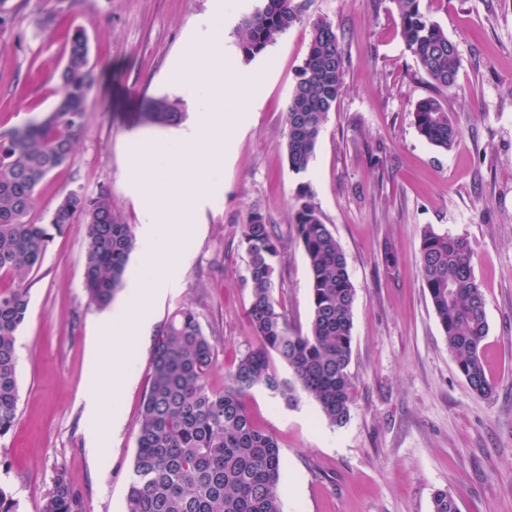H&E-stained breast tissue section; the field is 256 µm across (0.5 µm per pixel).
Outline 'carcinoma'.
<instances>
[{
	"mask_svg": "<svg viewBox=\"0 0 512 512\" xmlns=\"http://www.w3.org/2000/svg\"><path fill=\"white\" fill-rule=\"evenodd\" d=\"M394 2L406 50L437 92L452 91L460 66L456 45L425 19L420 0ZM297 19L293 0H262L243 23L238 43L243 59L261 55ZM344 71V49L332 25L315 22L286 113L285 152L297 174L315 156L322 128L342 96ZM58 83L56 106L45 121L0 135V437L14 429L18 417L15 336L28 314V282L49 243L70 224L86 225L83 284L89 302L100 309L109 307L120 290L135 245L132 226L116 214L106 187L89 196L70 192L44 224L32 217L36 188L73 157L75 132L87 112L94 70L80 29L67 38ZM185 117L180 103L167 97L153 99L140 113L141 122L160 126H176ZM414 118L419 135L435 147L446 149L460 135L437 96L418 101ZM294 233L309 268L307 333L288 328L286 312L277 308L282 241L258 210L248 213L241 229L250 288L246 314L258 346L228 366L224 389L208 383L216 345L194 311L179 308L164 323L137 422L125 512H282L279 445L245 404L256 387L288 407L306 396L332 425L349 420L356 289L341 244L304 186L295 198ZM418 259L423 288L459 371L475 395H489L493 382L482 360L488 323L467 241L428 229ZM274 355L288 375L275 367ZM40 512H84L64 472H57ZM432 512H458V507L448 492L439 491Z\"/></svg>",
	"mask_w": 512,
	"mask_h": 512,
	"instance_id": "obj_1",
	"label": "carcinoma"
}]
</instances>
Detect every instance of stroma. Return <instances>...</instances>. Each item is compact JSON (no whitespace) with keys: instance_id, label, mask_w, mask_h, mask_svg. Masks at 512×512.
<instances>
[{"instance_id":"stroma-1","label":"stroma","mask_w":512,"mask_h":512,"mask_svg":"<svg viewBox=\"0 0 512 512\" xmlns=\"http://www.w3.org/2000/svg\"><path fill=\"white\" fill-rule=\"evenodd\" d=\"M294 2L299 19L247 62L238 30L258 0H53L57 17L47 25L36 22L44 0H5L0 133L42 122L54 109L74 29L87 34L97 76L74 157L40 184L33 216L46 219L70 191L92 195L105 186L125 223H146L153 199L130 176V151L147 138L166 143L178 129L140 124L142 104L166 96L180 101L186 124L196 121L199 100L180 67L190 49L223 58V68L211 71L217 81L250 67L255 79L236 126L207 130L224 156L209 169L211 193L168 239L169 254L190 261L154 306V328L191 308L217 342L208 383L223 389L226 366L258 344L246 317L241 242V226L256 209L283 241L275 299L290 328L307 331L309 271L291 226L296 190L309 186L356 288L354 385L341 426L306 398L290 408L263 388L247 396L249 412L281 449L283 512H431L439 490L459 512H512V0H420L459 51L456 87L442 99L461 134L445 150L416 130L415 106L433 90L400 38L394 0ZM319 19L331 22L345 49L344 92L298 174L284 150L286 106ZM429 228L464 238L473 252L489 325L488 396L471 392L422 286L418 251ZM85 247V225H70L30 279L16 343L18 418L0 438V485L18 512H38L59 471L84 512H124L155 341L135 355L136 384L113 404L123 429L106 437L100 455L90 454L83 394L91 338L124 297L102 310L90 304Z\"/></svg>"}]
</instances>
